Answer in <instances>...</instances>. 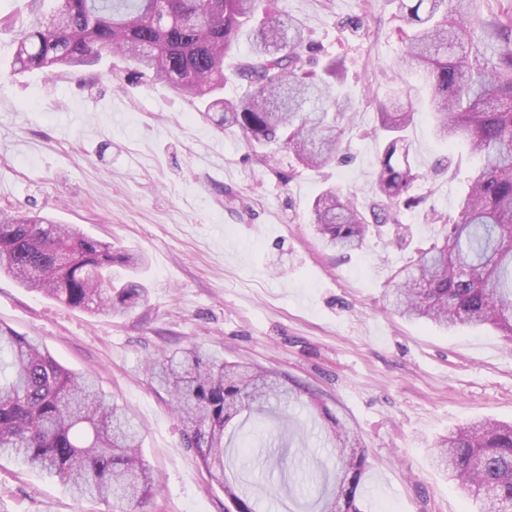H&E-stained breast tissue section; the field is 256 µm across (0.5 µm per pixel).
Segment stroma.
Segmentation results:
<instances>
[{
    "instance_id": "obj_1",
    "label": "stroma",
    "mask_w": 512,
    "mask_h": 512,
    "mask_svg": "<svg viewBox=\"0 0 512 512\" xmlns=\"http://www.w3.org/2000/svg\"><path fill=\"white\" fill-rule=\"evenodd\" d=\"M306 29L320 61H336L354 102L343 119L348 159L322 170L281 150L255 159L241 133L218 127L198 103L141 77L123 57L93 73L13 74L15 39L51 0H0V208L75 224L140 252L133 271L147 289L131 313L65 307L0 275V324L36 338L63 366L95 372L107 397L143 427L142 453L157 490L144 512H229L165 391L143 370L164 350L197 344L226 361H248L306 385L356 435L369 463L360 512H470L472 503L434 463L439 441L471 420L512 421V342L490 328L446 333L401 318L382 302L391 273L440 237L426 211H452L475 157L465 141L437 139L418 75L391 82L407 36L394 0H264ZM416 111L407 130L425 180L421 207L403 212L404 238L369 236L344 257L324 250L308 224L325 185L367 202L385 140L378 112L396 90ZM447 172L432 176L437 161ZM287 451L252 448L257 486L297 482L296 464L329 457L306 412ZM0 512H112L78 500L54 477L0 462Z\"/></svg>"
}]
</instances>
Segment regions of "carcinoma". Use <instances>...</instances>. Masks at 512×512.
<instances>
[{"instance_id":"obj_1","label":"carcinoma","mask_w":512,"mask_h":512,"mask_svg":"<svg viewBox=\"0 0 512 512\" xmlns=\"http://www.w3.org/2000/svg\"><path fill=\"white\" fill-rule=\"evenodd\" d=\"M396 3L411 35L392 77L422 71L436 136L448 144L466 137L481 164L453 211L426 214L443 236L391 275L385 301L409 320L448 332L491 326L512 341V0H497L485 13L477 0ZM259 8L260 0H58L50 22L36 20L19 34L14 67L86 72L117 53L193 100L224 88V58L245 39L250 54L231 73L246 85L244 93L213 97L202 113L218 114L216 124L243 134L266 163L283 148L321 168L339 154L338 119L351 109L334 96L339 68L330 62L320 73L312 70L305 29L286 14L261 17ZM413 119L402 106L381 108L387 141L369 202L334 187L314 198L311 224L325 248L358 250L388 225L404 228L402 212L422 204L413 194L422 175L405 138ZM143 264L141 256L114 254L111 244L69 224L0 209V272L69 308L131 311L147 289L132 281L118 285L107 271ZM146 372L182 422L184 447L194 450L235 512H259L261 498L249 491L247 477H227L228 425L242 415L254 420V433L273 418L283 423L279 447L287 448L288 409L296 407L322 417L333 443L334 469L320 465L322 473H334L322 512H360L366 456L347 452L355 437L321 403L303 402L296 384L195 346L147 362ZM141 440V425L100 391L92 373L72 372L38 340L0 325V459L55 477L79 499L111 500L138 512L156 491ZM437 462L473 497L476 512H491L494 503L512 506V423L452 429Z\"/></svg>"}]
</instances>
